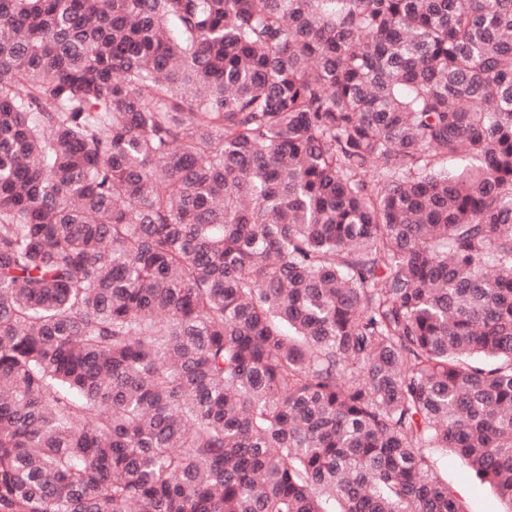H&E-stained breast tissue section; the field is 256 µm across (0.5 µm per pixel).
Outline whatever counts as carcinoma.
<instances>
[{
  "instance_id": "1",
  "label": "carcinoma",
  "mask_w": 512,
  "mask_h": 512,
  "mask_svg": "<svg viewBox=\"0 0 512 512\" xmlns=\"http://www.w3.org/2000/svg\"><path fill=\"white\" fill-rule=\"evenodd\" d=\"M448 449L512 512V0H0V512H467Z\"/></svg>"
}]
</instances>
